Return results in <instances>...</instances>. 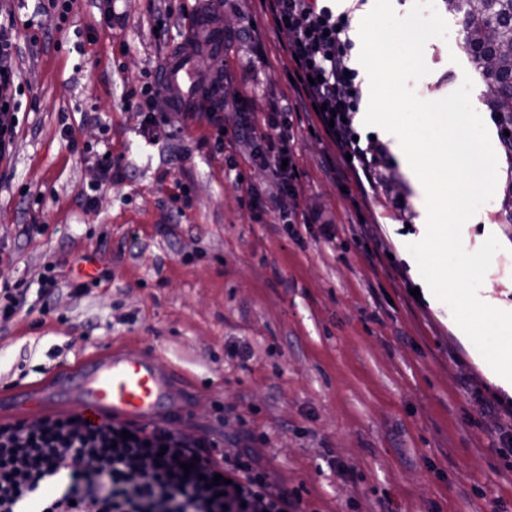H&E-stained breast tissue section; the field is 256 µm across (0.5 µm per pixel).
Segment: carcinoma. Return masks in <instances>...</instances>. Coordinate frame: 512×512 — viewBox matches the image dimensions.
Listing matches in <instances>:
<instances>
[{
  "mask_svg": "<svg viewBox=\"0 0 512 512\" xmlns=\"http://www.w3.org/2000/svg\"><path fill=\"white\" fill-rule=\"evenodd\" d=\"M463 23V48L486 90L482 105L499 134L512 129V0H445Z\"/></svg>",
  "mask_w": 512,
  "mask_h": 512,
  "instance_id": "cac0c4a2",
  "label": "carcinoma"
}]
</instances>
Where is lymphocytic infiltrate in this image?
Here are the masks:
<instances>
[{"mask_svg": "<svg viewBox=\"0 0 512 512\" xmlns=\"http://www.w3.org/2000/svg\"><path fill=\"white\" fill-rule=\"evenodd\" d=\"M273 24L291 36L298 105L318 123L349 165L373 178L392 166L380 140L361 141L358 70L349 17L336 0H268ZM16 18H0V161L13 149L22 109L13 60ZM288 107L242 122L254 165L269 170L277 193L294 191ZM221 483H214V476ZM300 498L273 486L254 456H224L216 442L191 440L155 424L49 415L38 424L0 423V512H295Z\"/></svg>", "mask_w": 512, "mask_h": 512, "instance_id": "f902f5d3", "label": "lymphocytic infiltrate"}]
</instances>
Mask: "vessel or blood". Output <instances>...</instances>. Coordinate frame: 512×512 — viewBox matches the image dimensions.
Returning <instances> with one entry per match:
<instances>
[{
    "label": "vessel or blood",
    "instance_id": "1",
    "mask_svg": "<svg viewBox=\"0 0 512 512\" xmlns=\"http://www.w3.org/2000/svg\"><path fill=\"white\" fill-rule=\"evenodd\" d=\"M223 54V31L212 24L207 12H198L185 35L172 45L160 71L167 111L183 115L201 111L217 87L197 76L193 62L201 55L217 59ZM73 404L88 419L109 417L139 424L179 411L173 377L161 356L121 346L84 357L73 371H53L45 383L0 392V417H13L33 405L50 412Z\"/></svg>",
    "mask_w": 512,
    "mask_h": 512
}]
</instances>
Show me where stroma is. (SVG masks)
Instances as JSON below:
<instances>
[{
  "label": "stroma",
  "instance_id": "obj_1",
  "mask_svg": "<svg viewBox=\"0 0 512 512\" xmlns=\"http://www.w3.org/2000/svg\"><path fill=\"white\" fill-rule=\"evenodd\" d=\"M185 0H76L62 29L28 26L39 0H0L18 27L14 61L23 106L8 161L0 163V287L26 288L15 320L0 325V387L40 380L51 369L125 342L160 354L183 383L185 414L168 427L217 442L227 456L251 450L280 488L298 490V512H512V457L499 428L512 419L448 328L447 315L411 291L420 282L402 255L423 202L386 143L393 168L368 194L314 117L290 112L297 191L252 219L238 182L271 193L265 169L234 132L242 114L263 118L274 96L294 94L283 68L286 33L263 0H204L217 26L247 28L260 54L233 51L206 61L244 96L224 111L223 151L206 118L167 113L170 134L146 144L141 117L125 111L128 86L148 80L184 34ZM433 8L451 29L424 51L427 75L413 82L439 100L471 76L473 106L486 87L462 48V23L443 0ZM170 12V38L157 40V12ZM111 151L123 176L101 184L88 152ZM238 167L226 174V156ZM498 190L463 235L467 251L492 227L501 248L485 275L512 302V224ZM193 197L184 217L166 205L168 181ZM95 194L86 207L87 194ZM314 221L285 231L281 213ZM58 286L40 292L44 264ZM103 273L76 289V272Z\"/></svg>",
  "mask_w": 512,
  "mask_h": 512
}]
</instances>
